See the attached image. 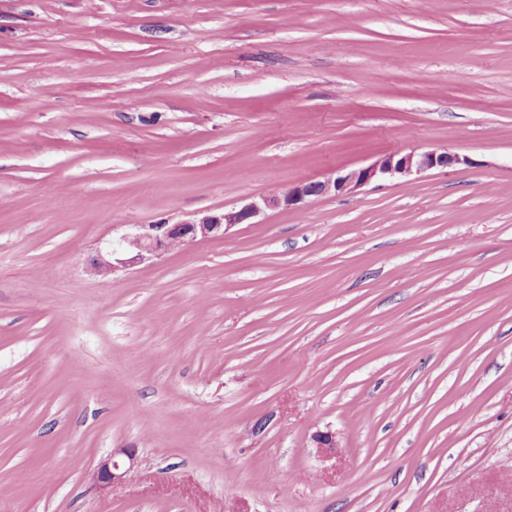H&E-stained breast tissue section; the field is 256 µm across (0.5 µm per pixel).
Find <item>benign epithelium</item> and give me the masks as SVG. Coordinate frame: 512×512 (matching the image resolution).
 I'll list each match as a JSON object with an SVG mask.
<instances>
[{
    "instance_id": "7a95c632",
    "label": "benign epithelium",
    "mask_w": 512,
    "mask_h": 512,
    "mask_svg": "<svg viewBox=\"0 0 512 512\" xmlns=\"http://www.w3.org/2000/svg\"><path fill=\"white\" fill-rule=\"evenodd\" d=\"M462 163L467 164L469 160L457 154L436 150L389 153L367 166L337 170L324 180L305 181L279 194L262 196L238 208L203 214L181 224H142L138 233L123 239L127 247L119 251L126 254V258L115 257L119 251L113 248L94 259L92 271L99 276H108L131 263L159 257L172 250L177 243L188 246L198 241L222 239L229 228L237 224H248L268 209L296 208L311 198L351 193L373 181L418 175L430 169ZM117 454L124 456L126 462L121 464L113 458L106 460L92 474L93 482L101 490H107L113 483L125 479L136 465L135 449L121 448Z\"/></svg>"
}]
</instances>
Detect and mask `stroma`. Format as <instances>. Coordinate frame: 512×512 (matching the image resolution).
<instances>
[{
    "label": "stroma",
    "instance_id": "obj_1",
    "mask_svg": "<svg viewBox=\"0 0 512 512\" xmlns=\"http://www.w3.org/2000/svg\"><path fill=\"white\" fill-rule=\"evenodd\" d=\"M509 462L512 0H0V512H512ZM462 163L470 162L447 151L389 153L367 166L336 170L325 180L301 182L279 194L261 196L238 208H224L222 212L203 214L181 224H142L138 233L123 239L128 247H112L111 250L100 253L92 263V271L99 276H108L131 263L159 257L172 250L177 243L188 246L198 241L224 238L229 228L237 224H251L250 221L264 210L296 208L311 198L351 193L373 181L394 176L418 175L430 169L448 168ZM118 250L125 255H133L124 259L114 258ZM123 455L127 461L120 464L114 459L115 455ZM136 465V451L132 448H120L112 454V459L102 462L92 474V480L101 490H107L112 484L121 481Z\"/></svg>",
    "mask_w": 512,
    "mask_h": 512
}]
</instances>
